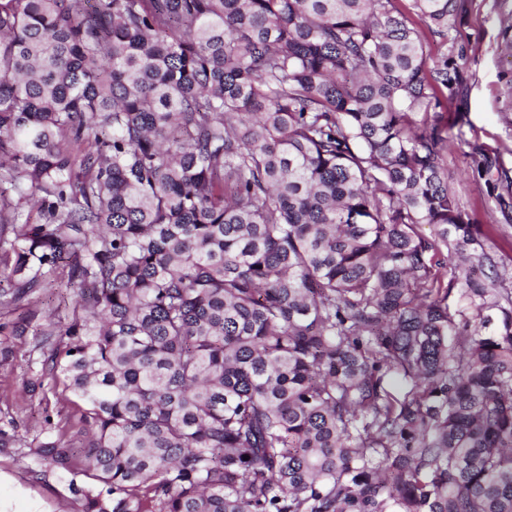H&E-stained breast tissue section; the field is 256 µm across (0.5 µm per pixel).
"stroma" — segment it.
<instances>
[{"instance_id":"stroma-1","label":"stroma","mask_w":512,"mask_h":512,"mask_svg":"<svg viewBox=\"0 0 512 512\" xmlns=\"http://www.w3.org/2000/svg\"><path fill=\"white\" fill-rule=\"evenodd\" d=\"M507 5L501 0H473L469 16L456 35L466 46L463 63L471 79L457 99L442 101L439 116L448 127L445 149L448 185L463 210L481 226V241L500 257L498 273L512 289V219H505L497 201L504 191L500 171L512 174V112L503 107L498 74L506 64L499 38ZM80 299L58 287L40 294L29 334L13 338L15 356L0 365V429H18L25 441L38 435L44 416H51L64 444H74L82 409L60 388L46 386L39 394L27 391L41 352L34 336L49 323L70 318ZM78 502L52 470H31L20 448L0 447V512H77Z\"/></svg>"}]
</instances>
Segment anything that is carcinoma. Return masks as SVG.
Listing matches in <instances>:
<instances>
[{
	"label": "carcinoma",
	"mask_w": 512,
	"mask_h": 512,
	"mask_svg": "<svg viewBox=\"0 0 512 512\" xmlns=\"http://www.w3.org/2000/svg\"><path fill=\"white\" fill-rule=\"evenodd\" d=\"M469 2L0 0V306L68 264L28 388L93 435L28 454L78 512H512V293L432 112Z\"/></svg>",
	"instance_id": "carcinoma-1"
}]
</instances>
